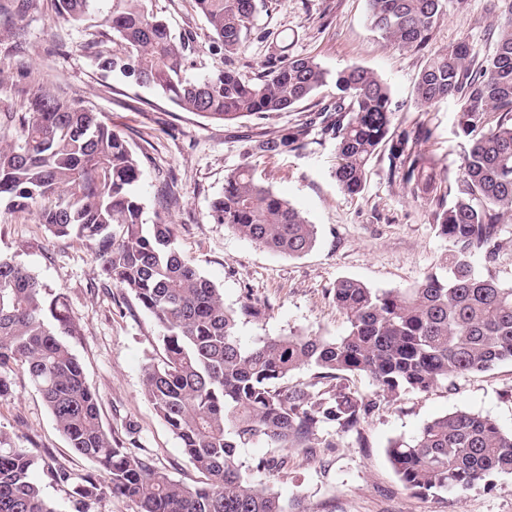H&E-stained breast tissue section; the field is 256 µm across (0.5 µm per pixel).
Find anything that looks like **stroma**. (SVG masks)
<instances>
[{
  "label": "stroma",
  "instance_id": "35a3bbf8",
  "mask_svg": "<svg viewBox=\"0 0 512 512\" xmlns=\"http://www.w3.org/2000/svg\"><path fill=\"white\" fill-rule=\"evenodd\" d=\"M153 2L174 35L192 34L196 52L188 73L194 77L226 63L243 75L257 74L280 33L287 35L291 55L314 58L329 71L349 65L374 70L401 106L397 124L425 122L431 136L422 148L433 155L446 184L454 183L469 146L457 130L459 106L448 100L417 112L412 91L428 54L397 49L372 32L367 0H264L248 50L229 60L212 54L209 26L194 0ZM494 27L486 0H467L463 9L447 8L430 45L445 47L465 38L485 56L493 49ZM102 29L98 16L73 25L60 16L54 0H30L21 11L12 0H0V113L20 110L26 90L47 84L102 113L135 150L145 152L137 185L146 204L145 222L157 219L155 197L162 181L174 180L181 201L166 219L181 256L223 290L225 305L248 298L265 306L261 321L240 325L243 343L293 332L341 336L346 324L331 294L339 278L403 289L427 273L442 272L448 242L433 223V207L390 178L386 153L371 161L365 188L353 197L338 190L335 142L319 131L311 132L303 150L273 158L245 156L251 141L313 111L314 100L262 119L225 123L184 111L146 89L101 78L90 52ZM244 162L257 181L285 195L314 224L316 240L308 253L279 256L209 221V203L222 190L225 174ZM0 256L22 263L47 290L65 295L80 329L71 347L100 397L106 432L152 458L174 480L200 484L203 474L184 458L179 440L144 395V367L163 357L159 328L129 293L102 283L93 244L54 237L32 214L0 212ZM13 378L16 396L0 402V432L13 447L37 456L34 476L57 512H76L46 468L62 463L81 472L91 464L70 451L26 376L17 371ZM457 410L490 417L512 432V363L424 393L402 394L371 414L360 432L323 429L315 447L289 450L287 474H261L257 480L285 499H302L307 512H512L511 475L496 476L493 488L463 494L417 496L401 486L386 455L390 441L411 438L426 422Z\"/></svg>",
  "mask_w": 512,
  "mask_h": 512
}]
</instances>
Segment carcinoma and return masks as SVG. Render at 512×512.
<instances>
[{"instance_id":"obj_1","label":"carcinoma","mask_w":512,"mask_h":512,"mask_svg":"<svg viewBox=\"0 0 512 512\" xmlns=\"http://www.w3.org/2000/svg\"><path fill=\"white\" fill-rule=\"evenodd\" d=\"M107 3L105 35L121 51H97L92 62L105 79L120 77L152 90L187 112L214 120L261 118L293 109L325 86L335 92L297 123L257 141L247 156L276 157L308 145L315 128L336 142L333 177L350 196L364 189L379 148L388 150L389 176L433 205L439 234L448 239L445 274H426L405 289H375L353 278L332 288L346 332L339 338L290 334L241 343L240 323L266 310L250 300L224 305L213 282L180 255L172 225L143 220L136 191L142 159L103 115L61 98L48 85L33 90L23 112L0 117V208L35 216L52 235L93 242L103 279L130 293L155 319L164 359L144 369L145 396L179 439L187 461L206 477L189 487L147 456L112 439L102 424L99 396L71 348L77 326L30 270L0 257V402L13 396L11 372L21 370L40 393L56 429L93 467L76 473L47 469L70 488L77 505L107 494L124 497L137 512H305L248 477L285 473L288 449L307 448L325 427L359 432L380 405L405 392L512 362V282L478 272L474 259L492 262L498 226L512 221V0H489L499 13L496 48L477 62L466 40L430 51L413 92L425 109L460 104L459 133L475 132L463 158L451 202L432 158L418 149L430 136L422 123L401 130L399 105L373 70L347 66L334 73L313 58L270 56L247 77L225 67L201 78L186 76L192 37L176 38L152 0H56L59 14L83 23ZM212 33V49L226 57L245 51L259 0H195ZM367 23L391 46L423 51L444 13L445 0H368ZM173 181L156 205L179 204ZM208 218L258 246L288 257L307 253L315 226L271 187L258 183L247 163L224 176ZM319 370L323 386L288 387L296 370ZM368 377L364 396L346 384ZM280 455L245 464L237 449L254 443ZM387 457L404 489L414 495L490 488L512 474V433L467 411L427 422L410 439H395ZM37 459L7 445L0 434V512H57L33 477Z\"/></svg>"}]
</instances>
